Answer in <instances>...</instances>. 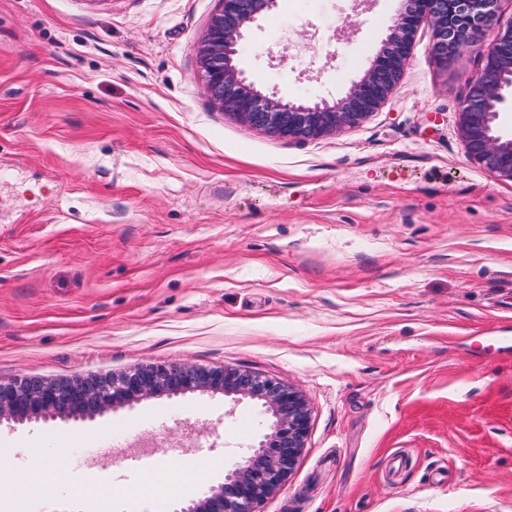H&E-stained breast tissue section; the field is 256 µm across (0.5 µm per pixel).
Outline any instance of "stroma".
I'll return each instance as SVG.
<instances>
[{
	"instance_id": "stroma-1",
	"label": "stroma",
	"mask_w": 512,
	"mask_h": 512,
	"mask_svg": "<svg viewBox=\"0 0 512 512\" xmlns=\"http://www.w3.org/2000/svg\"><path fill=\"white\" fill-rule=\"evenodd\" d=\"M402 0H278L251 25L264 92L345 96ZM217 0H0V384L186 364L298 391L309 433L262 512H512V181L457 123L468 49L418 30L358 127L306 142L217 107ZM210 391L103 417L0 423L15 512H174L267 432ZM160 472L141 490L142 454ZM203 476L185 489L171 463Z\"/></svg>"
}]
</instances>
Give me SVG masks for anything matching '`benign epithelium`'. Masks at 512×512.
Listing matches in <instances>:
<instances>
[{
    "instance_id": "obj_1",
    "label": "benign epithelium",
    "mask_w": 512,
    "mask_h": 512,
    "mask_svg": "<svg viewBox=\"0 0 512 512\" xmlns=\"http://www.w3.org/2000/svg\"><path fill=\"white\" fill-rule=\"evenodd\" d=\"M198 50L204 88L213 102L240 123L266 134L305 142L358 126L393 93L409 60L420 26L431 23L432 52L448 63L463 48L477 53L481 66L467 79L458 127L468 156L487 171L512 181V132L500 117L512 110V21L499 20L497 0H404L381 52L348 93L313 105L266 95L239 67L245 31L272 11L278 0H218ZM236 370L204 371L181 365L151 366L131 375L47 382L26 378L0 384V422L84 418L133 407L162 393L202 388L225 395L259 398L271 414L264 436L224 477V484L190 501L179 512H260L265 498L287 479L307 437L310 416L302 396L273 381L255 392Z\"/></svg>"
}]
</instances>
